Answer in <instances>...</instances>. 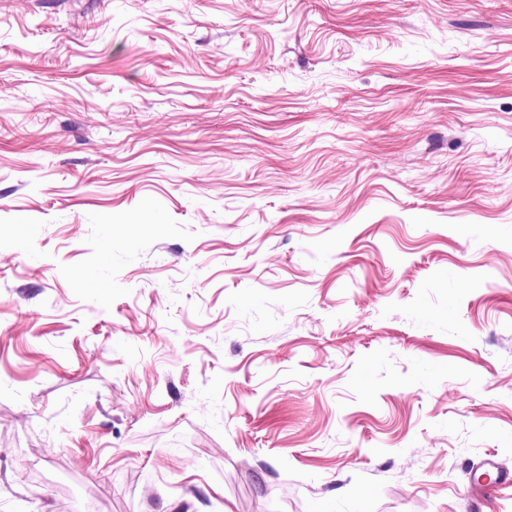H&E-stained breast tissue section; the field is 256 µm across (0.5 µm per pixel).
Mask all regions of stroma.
Listing matches in <instances>:
<instances>
[{"instance_id": "35a3bbf8", "label": "stroma", "mask_w": 512, "mask_h": 512, "mask_svg": "<svg viewBox=\"0 0 512 512\" xmlns=\"http://www.w3.org/2000/svg\"><path fill=\"white\" fill-rule=\"evenodd\" d=\"M512 0H0V512H512Z\"/></svg>"}]
</instances>
